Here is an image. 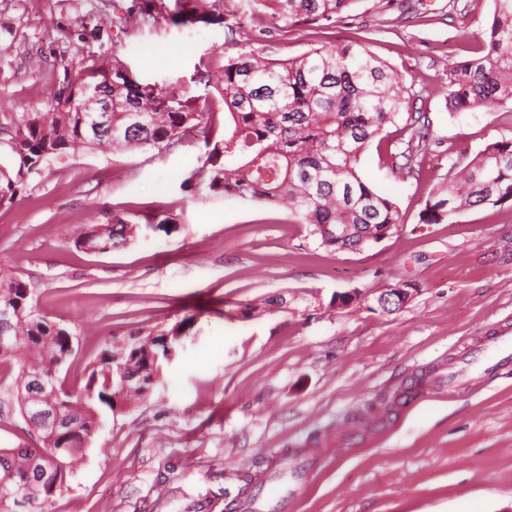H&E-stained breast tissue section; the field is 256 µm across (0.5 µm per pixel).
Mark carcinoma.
<instances>
[{
    "instance_id": "1",
    "label": "carcinoma",
    "mask_w": 512,
    "mask_h": 512,
    "mask_svg": "<svg viewBox=\"0 0 512 512\" xmlns=\"http://www.w3.org/2000/svg\"><path fill=\"white\" fill-rule=\"evenodd\" d=\"M250 9L292 28L301 23L329 28L354 0H247ZM112 89V145H135L162 150L189 129L203 130L213 145L204 162L211 190L262 203H286L292 217L311 227L322 245L335 250H358L386 229L401 224L398 205L376 191L360 171L366 149L387 138L390 125L410 131L403 151L391 154V170L416 173L423 140L430 131L424 112L414 110L404 82L361 40L313 49L287 62H271L252 53L224 60V78L212 106L199 112L183 93H160L151 84L135 81L121 61L112 70L89 75L65 98H55L51 117L24 121L22 151L15 178L0 176V206L17 196L23 172H31L69 149H91L100 141L85 130L86 112L80 106L85 88ZM448 100L458 111L489 108L512 101V0H493L486 39L477 54L448 68ZM224 112L222 133L215 113ZM448 207L436 202L420 215L423 224L451 221L467 207L512 202V140L490 143L463 167L453 165L446 182ZM128 222L112 218V232L92 225L81 243L105 252L128 242ZM13 310L14 340L0 348V366L19 365L13 397L19 409L30 392L24 374L52 373L48 380L61 390L59 414L75 416L74 407L86 400L79 419L67 429L41 438L44 463L62 474L59 487L39 482L30 458L15 448H0V512H14L17 497L31 501L28 512H49L52 498L68 488L67 478L86 456L85 439L101 421L102 411H114L120 391L117 364H131L138 377L129 383L132 398L145 395L155 384V364L135 355L139 339L104 347L89 369L85 385L75 390L59 372L69 358L72 332L48 319L30 303V289L19 278L0 271V309ZM123 353L119 363L114 355Z\"/></svg>"
}]
</instances>
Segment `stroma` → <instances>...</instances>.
Here are the masks:
<instances>
[{"label": "stroma", "instance_id": "obj_1", "mask_svg": "<svg viewBox=\"0 0 512 512\" xmlns=\"http://www.w3.org/2000/svg\"><path fill=\"white\" fill-rule=\"evenodd\" d=\"M228 0H0V166L16 172L20 117L49 111L99 67L183 91L203 108L224 58L288 60L364 39L432 120L420 171L401 176L388 127L360 170L402 222L358 251L321 246L287 205L210 191L196 133L163 151H68L25 174L0 206V268L27 283L49 319L76 334L65 365L81 386L105 342L183 324L172 362L140 401L104 412L87 454L50 512H504L512 506V374L449 391L442 374L475 337L512 325V205L452 223L420 213L453 162L512 139V102L448 109V69L483 38L493 0H355L328 29L281 28ZM120 215L121 248L93 253L79 236ZM169 220L168 231L157 228ZM412 297L384 313L380 288ZM359 290L349 306L334 293ZM286 293L287 310L229 319L234 304ZM0 373V447L34 434Z\"/></svg>", "mask_w": 512, "mask_h": 512}]
</instances>
